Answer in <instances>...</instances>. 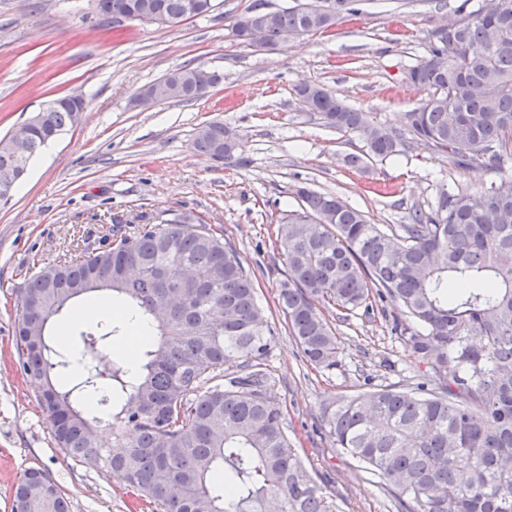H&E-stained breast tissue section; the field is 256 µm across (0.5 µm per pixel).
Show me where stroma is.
<instances>
[{"mask_svg":"<svg viewBox=\"0 0 512 512\" xmlns=\"http://www.w3.org/2000/svg\"><path fill=\"white\" fill-rule=\"evenodd\" d=\"M251 2L222 0L213 13L170 27L112 22L95 0H0V138L52 99L80 94L88 102L0 198V512H11L31 467L65 491L71 512H132L137 497L122 481L57 447L14 336L19 290L41 265L102 246L115 225L182 213L223 234L253 273L275 333L266 364L288 437L336 512H398L383 481L333 446L320 414L335 397L369 387L409 391L429 373L392 329L403 309L389 299L344 318L324 307L338 364L317 368L288 334L278 304L286 267L272 244L283 211L298 206L293 189L301 183L383 227L427 209L439 187L489 184L493 174L482 166L459 168L453 155L416 143L399 158L352 169L345 158L364 154L363 137L310 117L294 91L302 81L323 85L373 124L405 133V112L425 97L406 73L430 31L458 19L462 0H357V15L328 32L262 50L231 32ZM188 64L218 70L224 80L196 101L131 106L143 87ZM211 121L237 134L249 165L195 150L197 130Z\"/></svg>","mask_w":512,"mask_h":512,"instance_id":"obj_1","label":"stroma"}]
</instances>
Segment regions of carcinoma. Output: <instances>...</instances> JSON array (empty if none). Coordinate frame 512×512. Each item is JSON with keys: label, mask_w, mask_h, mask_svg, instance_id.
<instances>
[{"label": "carcinoma", "mask_w": 512, "mask_h": 512, "mask_svg": "<svg viewBox=\"0 0 512 512\" xmlns=\"http://www.w3.org/2000/svg\"><path fill=\"white\" fill-rule=\"evenodd\" d=\"M323 2L268 11L255 0L251 8L274 47L357 14L354 0H333L335 12L321 15ZM96 8L108 18L135 9L147 22L210 14L209 0H97ZM171 75L178 102L224 79L202 66ZM407 76L426 93L406 112L408 140L320 84L300 82L295 94L326 126L369 131L367 159L398 156L412 140L496 179L474 192L443 191L397 229L369 223L332 194L295 187L298 209L276 233L286 266L278 304L307 360L330 370L337 337L318 303L348 312L375 296L399 301L408 317L400 336L431 378L411 391L381 387L326 403L329 436L406 512H512V0L488 11L480 0L459 26L427 40ZM77 117L62 105L30 126L21 147L0 146V179L27 171ZM234 137L212 121L194 147L221 161L233 155ZM195 221L184 214L122 235L82 262L45 264L19 289L17 346L54 440L164 512H332L283 426L265 369L273 333L251 275L224 238ZM99 290L129 303L151 329L136 374L111 349L124 335L119 321L81 332V352L65 336L47 338L74 298ZM226 365L238 371L226 375ZM103 422L119 426L120 451L98 444ZM12 512H70V502L30 468Z\"/></svg>", "instance_id": "obj_1"}]
</instances>
